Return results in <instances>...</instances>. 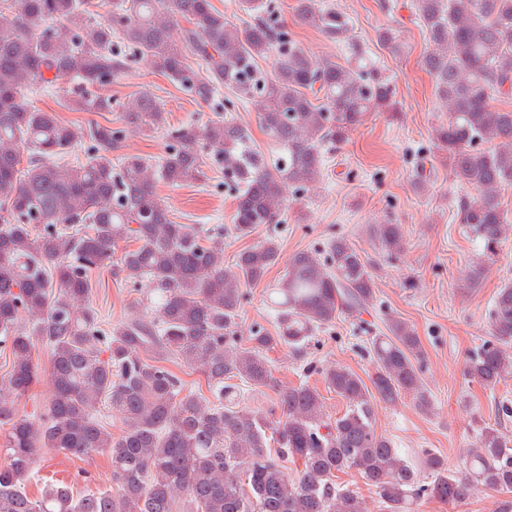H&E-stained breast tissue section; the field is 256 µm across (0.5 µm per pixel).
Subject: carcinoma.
I'll return each mask as SVG.
<instances>
[{
	"label": "carcinoma",
	"mask_w": 512,
	"mask_h": 512,
	"mask_svg": "<svg viewBox=\"0 0 512 512\" xmlns=\"http://www.w3.org/2000/svg\"><path fill=\"white\" fill-rule=\"evenodd\" d=\"M97 18L95 0H0V350L9 368L0 378V512H370L359 491L337 482L356 470L385 512H414L421 499L460 502L483 489L512 492V438L497 423L480 426L463 470L425 449L413 464L376 432L375 409L409 396L430 413L434 403L415 361L422 343L404 322L372 341L371 385L352 370L332 366L327 388L346 402L332 419L323 396L306 383L283 386L266 350L304 349L336 315L361 314L374 282L361 251L344 238L326 256L300 252L273 289L278 334L261 326L239 345L235 319L242 286L265 279L279 257L276 236L224 263L218 242H202L175 223L158 184L181 186L222 170L237 186L233 229L250 235L277 224L287 190H304L323 176L325 141H342L367 115L392 112L395 92L363 55L343 66L314 61L297 48L264 0H238L257 17L245 27L228 22L211 0H110ZM430 50L422 58L448 123L436 150L453 176L477 195L460 204L461 219L496 252L508 224L499 194L512 186V109L492 104L512 96V0H414ZM305 24L339 41L349 19L316 0H295ZM179 35H174L180 23ZM146 56L154 69L197 99L222 89L251 99L277 159L253 148L233 120L204 128L173 126L154 97L140 94L122 106L123 126L86 128L33 106L30 92L75 79L69 97L77 112H110L102 88L126 67L124 48ZM276 51L275 76L264 79L257 59ZM194 56L205 68L188 63ZM323 94L317 104L310 95ZM165 131V154L152 160L125 154L131 131ZM88 141L84 160L58 157ZM381 251L404 249L399 224L374 229ZM124 249L119 271L156 298L155 318L132 317L108 327L86 303L91 275ZM490 336L466 373L493 391L512 378V283L493 299ZM51 349L46 413L34 421L19 400L43 378L35 342ZM178 359L200 373L216 398L185 389L166 363ZM277 394L281 419L271 423L240 406V385ZM123 418L119 436L101 409ZM44 448L73 456L106 450L112 491L74 497L64 483L31 496L26 485ZM299 463L288 473L286 462Z\"/></svg>",
	"instance_id": "carcinoma-1"
}]
</instances>
